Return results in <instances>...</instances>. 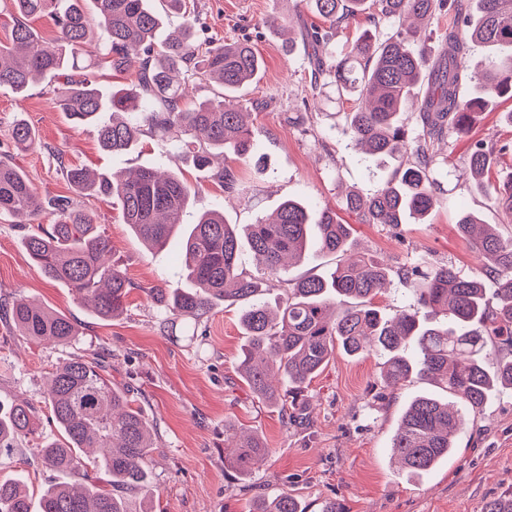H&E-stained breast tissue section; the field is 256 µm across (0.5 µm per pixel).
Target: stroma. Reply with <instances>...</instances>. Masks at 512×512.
I'll return each instance as SVG.
<instances>
[{
	"instance_id": "35a3bbf8",
	"label": "stroma",
	"mask_w": 512,
	"mask_h": 512,
	"mask_svg": "<svg viewBox=\"0 0 512 512\" xmlns=\"http://www.w3.org/2000/svg\"><path fill=\"white\" fill-rule=\"evenodd\" d=\"M153 3L163 20L160 36L178 29L188 11L198 18L199 41L246 37L263 60L261 79L240 96L252 112L254 154L249 163L237 162L233 168L247 192L228 199L210 172L198 170L190 157L149 133L131 150H101L93 126L76 125L55 108L53 79L21 93L1 86L0 160L21 168L41 200L65 198L95 214L131 292L122 317H94L69 288L44 278L34 266L23 245L31 226L0 220V300L26 297L65 314L79 328L71 344L54 347L30 342L0 322V399L40 401L58 362L75 354L111 353L113 381L133 383L139 407L157 427L153 512H255L258 502L284 491L309 506L336 500L345 512H483L490 499L512 494V391L491 395L469 418L448 460L415 477L398 470L390 445L407 403L432 386L421 378L387 384L375 356L354 358L335 350L298 398L310 424L291 426L279 411L253 398L236 368L244 338L235 306H221L203 317L194 339L179 326L163 329L146 291L184 286L178 243L144 249L110 202L79 195L63 172L81 165L109 175L162 160L181 171L192 188L186 222L220 206L230 223L253 224L285 199L296 198L315 211H336L352 225L359 250L392 266L451 264L462 275L478 278L482 270L475 248L456 231L460 212H475L506 236H512V217L476 188L466 163L477 143L512 141V126L501 120L502 113L512 110V97L490 103L467 133L451 135L442 146L448 176L442 201L426 221L396 227L361 224L344 208L346 192H371L393 165L354 149L345 117L350 101H337L331 87L313 98L310 59L301 41L286 43L279 31L265 25L273 15L314 22L304 0H186L182 12L169 9L165 0ZM311 98L316 106L303 110V100ZM299 111L303 123H292ZM19 118L35 128L36 148L24 150L11 141ZM229 424L257 431L271 450L246 483L224 466ZM18 471L36 492L52 479L26 442L0 454V473Z\"/></svg>"
}]
</instances>
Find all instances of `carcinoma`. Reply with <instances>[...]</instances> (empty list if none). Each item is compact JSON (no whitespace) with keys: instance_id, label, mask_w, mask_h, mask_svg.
<instances>
[{"instance_id":"obj_1","label":"carcinoma","mask_w":512,"mask_h":512,"mask_svg":"<svg viewBox=\"0 0 512 512\" xmlns=\"http://www.w3.org/2000/svg\"><path fill=\"white\" fill-rule=\"evenodd\" d=\"M11 2L13 25L7 42L0 43V86L19 93L47 76L63 79L55 91L57 106L75 123L95 126L100 146L110 152L131 149L149 131L192 157L201 170L210 167L215 151H230L244 163L252 157L253 131L235 95L263 69L250 42H198L193 36L196 19L189 15L159 44L155 35L160 15L151 0H93L92 18L85 11L86 0ZM307 2L321 20L304 33L313 64L311 91L319 95L332 86L337 99L353 102L347 123L353 145L366 155L399 162L394 176L371 193L348 192L345 209L362 224L396 226L424 218L440 204L443 193L438 175L445 158L435 146L468 128L493 99L512 93V0H476L473 13L465 0ZM358 12H374L377 21H390L393 28L384 37L363 32L338 58L332 44L342 24ZM442 15L450 18L448 32L433 56L424 46L425 36L405 27L404 18L423 23ZM37 16L54 22L55 39L46 41L34 32L29 19ZM93 35L103 52L92 61L82 50ZM474 42L488 56L471 76L480 92L465 99L460 89ZM132 55L140 57L134 80L109 89L96 85V69L123 74ZM183 72L218 83L224 97L186 107V88L179 80ZM409 105L416 114L414 136L400 120ZM11 139L28 148L37 143L23 120L14 123ZM511 153L508 143L496 148L479 143L467 160L475 185L510 215L512 172L503 182L493 184L491 179L493 155ZM66 175L78 193L112 202L122 223L145 245L162 248L181 236L183 276L191 287H154L148 295L163 323L181 319L193 327L215 307L239 304L244 342L238 370L264 404L287 410V399L274 380H287L291 392L302 390L324 370L338 345L351 357H380L388 381L427 378L455 399L452 408L434 395L412 398L393 435L398 462L411 473H424L456 448L466 411L482 408L496 391L512 389V358L493 373L486 369L494 347L512 352V238L471 213L460 216L457 232L485 259V276L497 284L494 300L487 297L482 280L464 277L451 265H404L397 271L399 280L434 317L425 322L408 310L385 316L374 305L390 285L392 272L375 256L358 254L324 276L290 277V267L317 250L341 256L355 250L352 225L333 210L312 213L302 202L286 199L272 217L243 229L229 223L221 209L200 214L186 227L183 214L190 187L172 170L139 168L108 176L70 166ZM215 176L225 192L245 193L234 170ZM52 209L54 223L40 225L24 238L29 257L45 277L70 288L91 313L103 319L121 316L130 283L110 261V239L90 213L70 200L58 199ZM41 211L27 175L0 160V216L31 224ZM247 250L263 264V274L243 269ZM267 275L287 285L284 297L267 298ZM0 319L38 344L63 347L77 335L65 315L23 296L0 303ZM44 402L58 430L53 437L44 435L32 403L0 402V451L25 440L41 466L65 480L45 486L34 497L21 477L0 475V512H130L126 493L153 496V422L136 405L132 390L112 381L105 358L74 355L59 363ZM224 432L231 448L224 464L242 477L251 475L270 448L256 431L226 426ZM259 512H308V507L282 492L262 502Z\"/></svg>"}]
</instances>
